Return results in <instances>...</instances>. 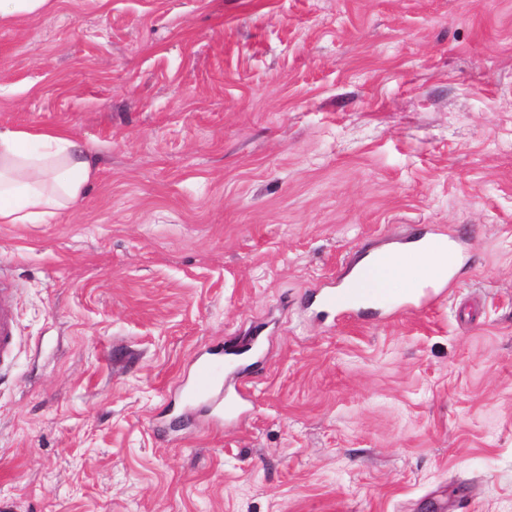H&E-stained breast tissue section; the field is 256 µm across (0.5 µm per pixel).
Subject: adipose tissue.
Masks as SVG:
<instances>
[{"label": "adipose tissue", "instance_id": "adipose-tissue-1", "mask_svg": "<svg viewBox=\"0 0 512 512\" xmlns=\"http://www.w3.org/2000/svg\"><path fill=\"white\" fill-rule=\"evenodd\" d=\"M99 149L68 129H0V224H41L74 206L90 186ZM448 270L441 252L361 261L356 272L370 288L396 278L417 287L427 273Z\"/></svg>", "mask_w": 512, "mask_h": 512}]
</instances>
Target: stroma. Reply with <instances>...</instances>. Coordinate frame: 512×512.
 Here are the masks:
<instances>
[{"label":"stroma","mask_w":512,"mask_h":512,"mask_svg":"<svg viewBox=\"0 0 512 512\" xmlns=\"http://www.w3.org/2000/svg\"><path fill=\"white\" fill-rule=\"evenodd\" d=\"M1 83L99 163L0 224V512H512V0H54ZM418 228L469 236L432 305L308 309ZM257 331L247 416L182 420ZM12 288L0 279V359L9 355L15 345Z\"/></svg>","instance_id":"1"}]
</instances>
